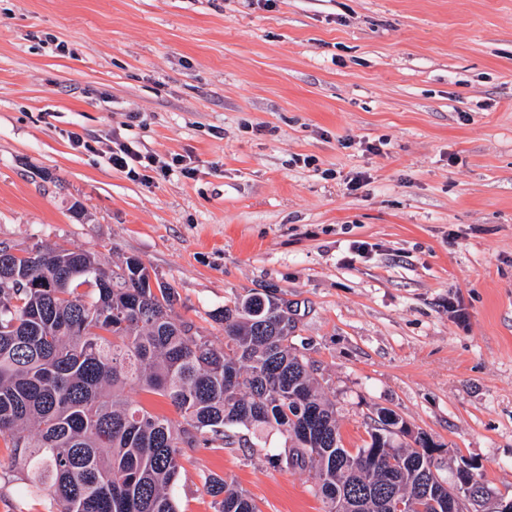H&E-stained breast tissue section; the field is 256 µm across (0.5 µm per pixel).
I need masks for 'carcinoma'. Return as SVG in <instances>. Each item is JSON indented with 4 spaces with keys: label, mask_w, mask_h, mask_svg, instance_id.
<instances>
[{
    "label": "carcinoma",
    "mask_w": 512,
    "mask_h": 512,
    "mask_svg": "<svg viewBox=\"0 0 512 512\" xmlns=\"http://www.w3.org/2000/svg\"><path fill=\"white\" fill-rule=\"evenodd\" d=\"M0 248V440L52 512H182L187 454L250 448L280 471L304 470L325 512H448L438 447L398 444L401 419L377 410L370 442L345 448L336 405L294 342L282 299L238 294L213 314L217 346L175 314L177 292L128 256L108 269L93 253L36 243ZM166 399L175 416L129 392ZM285 436L271 448L266 433ZM478 474L457 477L467 497ZM215 512H260L234 479L209 473Z\"/></svg>",
    "instance_id": "carcinoma-1"
}]
</instances>
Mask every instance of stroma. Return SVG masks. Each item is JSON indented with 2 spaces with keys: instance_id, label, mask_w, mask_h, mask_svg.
Segmentation results:
<instances>
[{
  "instance_id": "obj_1",
  "label": "stroma",
  "mask_w": 512,
  "mask_h": 512,
  "mask_svg": "<svg viewBox=\"0 0 512 512\" xmlns=\"http://www.w3.org/2000/svg\"><path fill=\"white\" fill-rule=\"evenodd\" d=\"M41 241L138 257L218 345L276 291L345 447L388 408L512 498V0H0V242ZM204 473L324 512L245 448L192 453L183 512ZM50 508L0 442V512ZM144 159L148 161L145 162ZM110 160L113 168L124 171L132 177L140 175L137 171L138 166L146 168L152 162L150 158L142 156L131 145H121L118 150L112 151Z\"/></svg>"
}]
</instances>
